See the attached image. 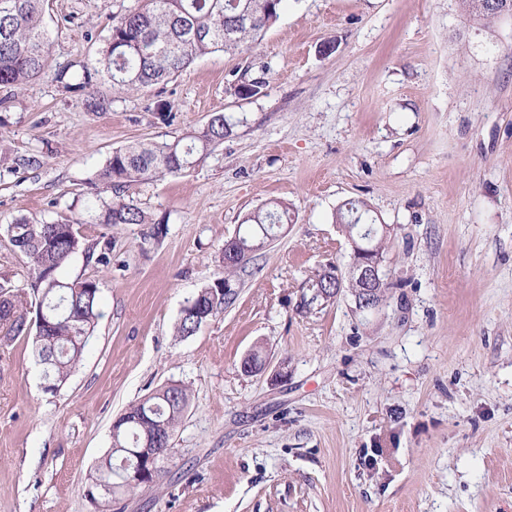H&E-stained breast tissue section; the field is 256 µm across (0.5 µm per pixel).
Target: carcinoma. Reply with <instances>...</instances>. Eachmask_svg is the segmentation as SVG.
<instances>
[{"mask_svg":"<svg viewBox=\"0 0 512 512\" xmlns=\"http://www.w3.org/2000/svg\"><path fill=\"white\" fill-rule=\"evenodd\" d=\"M284 0H142V4L112 25L100 56L80 64V82L71 66L54 70V81L66 91L92 89L102 78L120 95L141 88L164 86L197 58L222 51L235 53L258 44L262 32L276 21ZM462 16L491 23L500 15L485 9L482 0H458ZM44 0H0V86L22 87L46 73L50 44L43 26ZM234 133V124L222 112L173 142H137L117 148L92 180L94 193L81 203L78 217L65 222L14 220L6 232L11 245L29 264L31 289L43 296L42 308L51 326L32 330L31 304L25 292L0 285V332L4 341L33 336L39 362L56 389L69 379L81 361L87 341L101 317L100 286L95 278L72 282L60 277L72 256L82 253L96 262L111 264L108 240L86 244L74 225L90 219L99 224H148L149 237L160 240L167 220L152 217L124 196L132 183L167 175H181L196 167L213 149ZM367 205L349 200L339 208L340 223L358 229L366 224ZM288 223V204L273 202L248 214L238 237L252 246L245 262L224 263L214 280L187 300L175 332L194 335L201 325L224 312L236 297L237 273L272 240L273 230ZM307 306L330 301L333 286L321 272L308 281ZM188 402L187 388L172 384L131 405L122 415L112 450L92 476L105 481L111 495L133 493L139 486L122 483L124 462L135 463L144 448L165 457Z\"/></svg>","mask_w":512,"mask_h":512,"instance_id":"carcinoma-1","label":"carcinoma"}]
</instances>
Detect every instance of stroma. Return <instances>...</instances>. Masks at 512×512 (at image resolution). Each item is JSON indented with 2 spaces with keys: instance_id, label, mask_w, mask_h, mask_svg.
I'll use <instances>...</instances> for the list:
<instances>
[{
  "instance_id": "1",
  "label": "stroma",
  "mask_w": 512,
  "mask_h": 512,
  "mask_svg": "<svg viewBox=\"0 0 512 512\" xmlns=\"http://www.w3.org/2000/svg\"><path fill=\"white\" fill-rule=\"evenodd\" d=\"M138 5L47 0L53 61L95 57ZM258 77L262 93L239 97ZM0 98V157L42 160L0 166V283L19 290L14 219L74 217L115 148L215 112L236 125L194 169L126 188L167 218L161 240L77 225L111 241L112 264L77 254L60 271L98 279L103 316L57 393L31 337L0 346V512H512V18L469 21L457 0H287L254 49L202 56L109 111L48 73ZM351 198L390 229V287L368 309L347 288L306 306L317 271L348 272L333 216ZM274 201L290 221L234 302L177 336L225 241ZM257 349L263 372H244ZM170 384L189 401L160 481L92 490L113 421Z\"/></svg>"
}]
</instances>
